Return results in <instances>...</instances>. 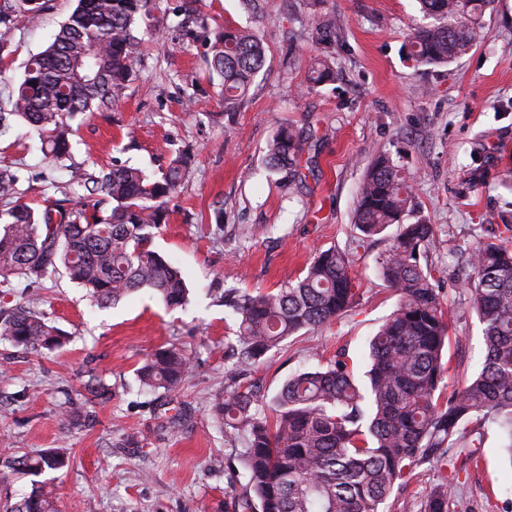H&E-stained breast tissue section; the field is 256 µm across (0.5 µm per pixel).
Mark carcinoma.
Masks as SVG:
<instances>
[{"mask_svg": "<svg viewBox=\"0 0 512 512\" xmlns=\"http://www.w3.org/2000/svg\"><path fill=\"white\" fill-rule=\"evenodd\" d=\"M492 0H418L426 23L408 35L407 54L418 66H438L466 55L481 39ZM152 0H77L51 44L32 56L12 87L13 114L38 135L48 163L65 169L72 207L36 210L22 201L20 168L0 167V343L22 351L53 352L67 335L44 311L35 286L63 271L99 306L148 288L170 309L189 304L179 267L155 250L166 223L167 201L190 169L184 153L155 176L128 164L89 170L71 162L78 115L116 109L132 80L137 21ZM43 0H0V45ZM209 70L222 80L224 108L236 109L266 62L262 39L246 28L213 32ZM336 78L326 59L311 67L309 83ZM303 144L291 128L276 130L267 163L299 178ZM414 187L390 155L367 166L346 250L320 249L304 276L274 292L246 288L224 294L234 321L228 357L251 371L297 333L341 318L359 297L351 270L360 250L390 226L399 228L377 259L379 277L398 297L396 309L368 341L364 379L344 355L330 364L289 376L273 400L268 420L256 390L234 388L211 397L210 412L247 477L240 512H379L394 488L406 485L424 463L446 469L478 465L481 440L473 422L497 427L512 459V245L482 235L461 255L472 269L464 288L482 327L484 363L476 375L444 395L450 369L449 322L437 267L422 261L435 246L433 225L415 217ZM29 289L17 293L13 279ZM195 371L193 358L160 346L138 369L141 390L171 392ZM53 448L11 456L0 463L35 477L65 466ZM453 485L443 476L420 512H448ZM3 512H57L54 485L35 480L31 491Z\"/></svg>", "mask_w": 512, "mask_h": 512, "instance_id": "1", "label": "carcinoma"}]
</instances>
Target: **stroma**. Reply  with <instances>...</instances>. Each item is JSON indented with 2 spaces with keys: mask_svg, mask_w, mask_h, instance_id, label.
<instances>
[{
  "mask_svg": "<svg viewBox=\"0 0 512 512\" xmlns=\"http://www.w3.org/2000/svg\"><path fill=\"white\" fill-rule=\"evenodd\" d=\"M156 0L137 23L133 79L118 109L73 122L72 160L111 166L119 161L149 172L165 169L191 149L189 175L167 202V221L154 247L183 272L190 303L167 309L143 289L116 306L98 308L65 275L41 290L40 310L72 336L59 352L21 354L0 345V456L66 449L69 466L54 471L59 512H237L245 477L230 481L234 446L210 416L208 398L256 385L270 406L289 375L346 351L355 374L365 370L367 340L397 305L379 280L376 260L385 241L362 252L352 274L360 296L336 322L289 338L252 374L237 375L224 356L234 324L218 299L235 288L273 291L302 277L317 250L347 249L357 189L381 152L410 176L419 216L433 224L429 262L441 272L444 304L453 312L447 382L477 372L484 359L481 327L462 286L461 249L475 225L496 236L512 224V0H496L484 40L444 67L415 66L405 40L422 24L416 0H264L250 12L242 0H197L207 26L185 36L174 8ZM75 0H48L12 32L0 55V106L30 56L51 43ZM335 25L318 42L315 20ZM247 27L267 47L264 68L246 99L228 112L220 80L209 75V29ZM160 30L161 39L150 38ZM330 56L335 81L308 85L312 58ZM195 108H187V96ZM0 139V165L23 169L25 200L54 204L61 194L39 142L19 118ZM302 131V178L269 170L266 149L278 125ZM483 164L487 177L470 183ZM162 344L184 347L193 376L172 405L186 413L180 432L142 393L136 370ZM98 377L112 392L90 400L84 384ZM479 467L461 472L451 512H512V464L494 427H486ZM441 470L423 464L383 512H420Z\"/></svg>",
  "mask_w": 512,
  "mask_h": 512,
  "instance_id": "stroma-1",
  "label": "stroma"
}]
</instances>
